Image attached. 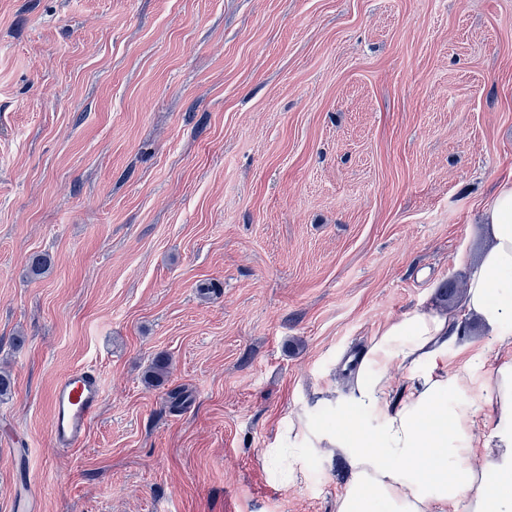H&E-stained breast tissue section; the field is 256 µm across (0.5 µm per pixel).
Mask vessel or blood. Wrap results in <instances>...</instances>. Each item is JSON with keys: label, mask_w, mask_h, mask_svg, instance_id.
<instances>
[{"label": "vessel or blood", "mask_w": 512, "mask_h": 512, "mask_svg": "<svg viewBox=\"0 0 512 512\" xmlns=\"http://www.w3.org/2000/svg\"><path fill=\"white\" fill-rule=\"evenodd\" d=\"M104 397L98 374L76 369L64 374L52 392V435L57 447H79L97 418Z\"/></svg>", "instance_id": "obj_1"}]
</instances>
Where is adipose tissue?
I'll list each match as a JSON object with an SVG mask.
<instances>
[{
  "label": "adipose tissue",
  "instance_id": "adipose-tissue-1",
  "mask_svg": "<svg viewBox=\"0 0 512 512\" xmlns=\"http://www.w3.org/2000/svg\"><path fill=\"white\" fill-rule=\"evenodd\" d=\"M480 222L486 247L460 307L380 325L348 393L327 401L343 426L301 420L345 466L335 512H512V177ZM473 320L491 339L476 351L465 341Z\"/></svg>",
  "mask_w": 512,
  "mask_h": 512
}]
</instances>
